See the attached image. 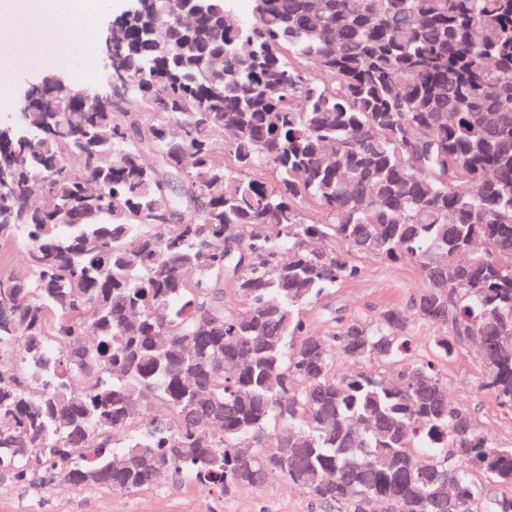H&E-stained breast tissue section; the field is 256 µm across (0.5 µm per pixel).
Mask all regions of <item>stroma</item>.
<instances>
[{
	"mask_svg": "<svg viewBox=\"0 0 512 512\" xmlns=\"http://www.w3.org/2000/svg\"><path fill=\"white\" fill-rule=\"evenodd\" d=\"M105 7L83 41L72 52L66 67L52 64L13 75L14 109H21L28 90L44 79L61 77L67 87H102L106 71L90 75L92 63L103 62V37L113 19L126 11L128 0H104ZM417 268L403 260L386 264L378 260L363 263L356 279L344 282L319 303L304 309L312 328L323 331L334 319L352 314L373 315L387 305L409 306L424 289ZM448 381V393L474 408L478 423L502 444L512 445V412L502 410L494 397L476 390L479 364L473 344H465L441 366ZM0 512H324L298 488L281 478L271 479L263 488H235L227 494L210 493L196 483L171 477L154 487L128 494L95 488L52 486L33 490L22 483L0 484Z\"/></svg>",
	"mask_w": 512,
	"mask_h": 512,
	"instance_id": "stroma-1",
	"label": "stroma"
}]
</instances>
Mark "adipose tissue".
I'll list each match as a JSON object with an SVG mask.
<instances>
[{"label": "adipose tissue", "instance_id": "1", "mask_svg": "<svg viewBox=\"0 0 512 512\" xmlns=\"http://www.w3.org/2000/svg\"><path fill=\"white\" fill-rule=\"evenodd\" d=\"M100 0H0V15L9 27L0 28V102L6 101L12 73L46 64L44 46L51 34L79 36L99 11Z\"/></svg>", "mask_w": 512, "mask_h": 512}]
</instances>
